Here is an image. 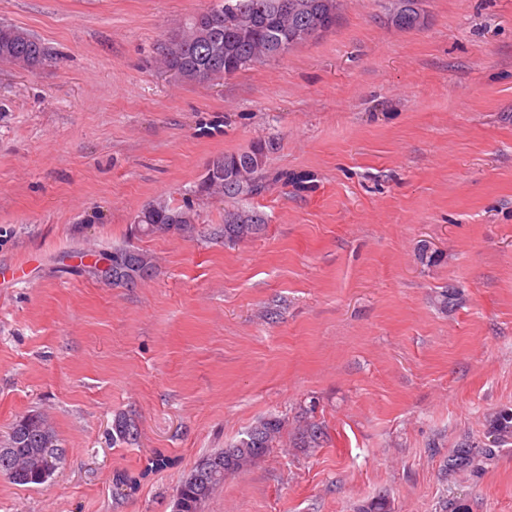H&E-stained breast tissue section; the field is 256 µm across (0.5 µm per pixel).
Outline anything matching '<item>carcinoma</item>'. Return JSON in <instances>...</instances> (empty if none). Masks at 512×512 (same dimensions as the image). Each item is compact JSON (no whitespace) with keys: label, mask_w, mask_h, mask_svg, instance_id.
<instances>
[{"label":"carcinoma","mask_w":512,"mask_h":512,"mask_svg":"<svg viewBox=\"0 0 512 512\" xmlns=\"http://www.w3.org/2000/svg\"><path fill=\"white\" fill-rule=\"evenodd\" d=\"M278 0H215L208 9L181 23L160 47L163 68L185 83L202 84L216 77L230 76L255 64L282 57L295 45L317 33L331 29L345 0H288V15H272ZM400 9L393 10L387 0V15L392 24L402 29H419L424 23L420 14L426 12L424 0H399ZM54 49L27 29L0 22V62L27 71H37L56 60ZM276 149L272 138L261 139L258 151L251 148L222 154L212 163L224 171L216 179L214 191L238 202L261 196L267 188L266 166ZM140 232L145 235L194 230L195 214L189 203H175L157 198L137 213ZM265 218L249 207L224 211V242L234 244L259 235ZM149 257L138 250L118 248L112 252V282L132 284L149 276ZM284 427L277 417L258 421L246 436L230 446L231 454L220 448L203 457L220 459L215 477L202 487L187 477L177 499L182 512H198V497L208 498L224 483V476L243 470L275 447ZM8 445L25 457L27 467L10 481L16 485H39L44 465V449L56 455L59 440L36 415L22 416L12 426ZM114 434L122 440L137 435L134 421L124 414L115 416ZM512 443V409L502 408L487 420L484 439H466L448 458L446 468H469L475 472L497 457L498 449Z\"/></svg>","instance_id":"obj_1"}]
</instances>
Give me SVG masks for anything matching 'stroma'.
<instances>
[{
  "mask_svg": "<svg viewBox=\"0 0 512 512\" xmlns=\"http://www.w3.org/2000/svg\"><path fill=\"white\" fill-rule=\"evenodd\" d=\"M211 2L0 0L58 53L0 63V443L40 413L64 450L43 484L0 476V512H173L271 416L280 445L203 512H512V444L445 469L512 407V0H426L411 30L346 0L278 60L180 82L158 47ZM268 136L266 228L226 244L230 200L194 188ZM158 197L189 199L194 231L139 232ZM119 247L150 276H101Z\"/></svg>",
  "mask_w": 512,
  "mask_h": 512,
  "instance_id": "stroma-1",
  "label": "stroma"
}]
</instances>
